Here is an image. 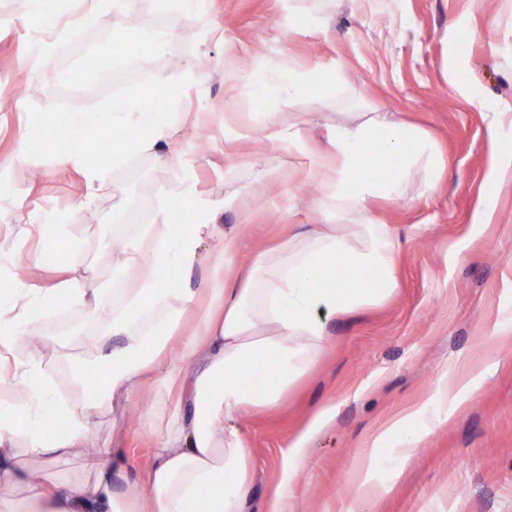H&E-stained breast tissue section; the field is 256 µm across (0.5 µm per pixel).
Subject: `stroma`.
<instances>
[{
  "label": "stroma",
  "instance_id": "35a3bbf8",
  "mask_svg": "<svg viewBox=\"0 0 512 512\" xmlns=\"http://www.w3.org/2000/svg\"><path fill=\"white\" fill-rule=\"evenodd\" d=\"M197 8L201 18L191 21L181 11L160 10L155 0H136L126 14L103 0L72 31L44 19H69L75 0H43L37 14L29 0H0V100L15 103L0 109V159L14 156L30 122L44 131L27 158L0 178V225L11 223L18 203L36 219L55 212L84 242L78 267L93 266L96 285L111 289L131 226L153 223L159 195L182 186L172 169L139 154L117 171L116 195L85 203L79 175L62 159L65 119L82 113L91 157L105 158L112 138L99 130L101 113L140 106L146 91L164 99L168 80L193 63L205 80L179 98L184 122L173 142L188 148L197 191L170 221L191 223L198 200L217 204L239 192L242 210L224 211L218 221L239 234L237 261L249 263L301 225L321 223L319 189L300 184L294 208L285 207L279 182L261 174L267 148L225 131V113H239L246 123L254 106L242 87L226 82L224 61L288 58L310 68L315 82L317 66L340 61L349 88L341 100L312 105L306 132L313 145L323 146L325 126L337 113L375 110L426 127L448 155V176L429 197L371 203L399 243V287L382 305L331 319L325 354L283 405L240 420L256 459L244 512H266L270 491L281 483L288 487V512H512V180L500 187L488 223H476L490 179V114L443 76L453 66L460 83L476 82L487 99L512 102V0H396L390 15L336 0L317 35L290 0H199ZM155 27L168 43L163 54L138 58L146 78L118 94L54 98L56 86L90 83L82 72L87 53ZM40 42L52 43L53 51L28 61V49ZM91 326L86 313L71 310L30 331L23 345L61 373L58 345L80 353L77 339ZM447 370L480 373L477 390L424 435L405 467L396 463L397 449L384 443L370 475L371 495L354 499V461L365 441L399 413L417 405L432 409ZM154 403L153 390L143 387L114 401L89 434L88 460L123 450L112 472L114 491L145 480L158 442L149 418ZM323 407L333 413L308 440L300 473L288 477L280 452Z\"/></svg>",
  "mask_w": 512,
  "mask_h": 512
}]
</instances>
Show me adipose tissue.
I'll return each instance as SVG.
<instances>
[{"mask_svg": "<svg viewBox=\"0 0 512 512\" xmlns=\"http://www.w3.org/2000/svg\"><path fill=\"white\" fill-rule=\"evenodd\" d=\"M321 74L320 83H311L309 71L284 61L246 84L245 94L259 104L272 91L301 108L346 92L340 62L322 66ZM488 110L495 187L512 177V147L499 138L512 104ZM101 122L117 136L111 153L95 160L81 116L67 120L64 161L81 175L87 199L111 193L113 171L135 152L185 168L183 155L167 150L171 132L182 124L179 113L129 108L103 113ZM127 129L134 139L122 138ZM256 135L279 157L309 151L299 124L278 112L259 113L257 124L240 133L244 139ZM376 154L388 161L384 172L373 168ZM447 170L443 149L423 126L356 113L329 128L322 159L305 172L320 190L322 227L295 234L238 268L239 237L216 222L217 209L237 207L236 195L225 196L217 208L200 203L188 224L170 223L178 201L163 197L155 223L141 225L130 239L108 294L76 275L83 242L69 225L52 215L33 225L16 206L13 224L0 232V269L17 268L19 244L34 230L59 262L52 285L13 274L0 289V488L26 492L18 502L0 500V512H243L254 452L237 420L279 406L320 358L330 318L380 305L396 292L397 242L388 225L369 214L368 202L430 194ZM212 238L221 239L222 249L205 282L191 287L186 278ZM64 306L87 311L94 333L83 337L80 355L67 357L68 374L61 379L41 356L22 349L19 337ZM147 383L158 395L178 394L179 404L159 430L146 485L113 492L118 448L83 480L30 482L25 458L48 466L81 459L92 426L115 398ZM415 417L407 411L389 421L369 441L361 467L378 462L385 438L397 437L406 455L417 448L425 430L415 427Z\"/></svg>", "mask_w": 512, "mask_h": 512, "instance_id": "ef3b65f1", "label": "adipose tissue"}]
</instances>
